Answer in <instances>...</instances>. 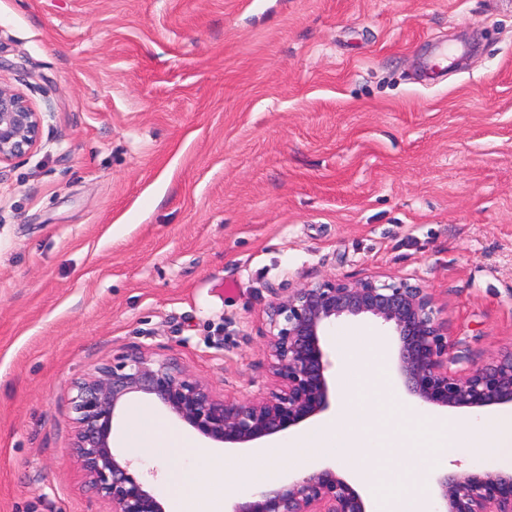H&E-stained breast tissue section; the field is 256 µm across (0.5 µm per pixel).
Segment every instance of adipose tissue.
<instances>
[{"label":"adipose tissue","instance_id":"adipose-tissue-1","mask_svg":"<svg viewBox=\"0 0 512 512\" xmlns=\"http://www.w3.org/2000/svg\"><path fill=\"white\" fill-rule=\"evenodd\" d=\"M129 445L139 455L160 454L172 450L199 458L200 466L182 470L168 485L175 512H188L191 502L202 495L207 484L234 475L237 480L246 481L250 487L278 482L280 476L275 468L266 465L268 449H256L249 465L240 467L227 464L225 457L210 455L197 448L182 433L173 431L163 421L134 415L130 425Z\"/></svg>","mask_w":512,"mask_h":512}]
</instances>
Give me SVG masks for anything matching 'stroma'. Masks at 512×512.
I'll use <instances>...</instances> for the list:
<instances>
[{
    "instance_id": "stroma-1",
    "label": "stroma",
    "mask_w": 512,
    "mask_h": 512,
    "mask_svg": "<svg viewBox=\"0 0 512 512\" xmlns=\"http://www.w3.org/2000/svg\"><path fill=\"white\" fill-rule=\"evenodd\" d=\"M0 81L44 112L0 166V512H109L71 455V385L176 358L218 397L272 389L269 313L330 276L432 295L449 368L512 349V0H0ZM381 338L402 433L418 405ZM115 418L125 454L134 410Z\"/></svg>"
}]
</instances>
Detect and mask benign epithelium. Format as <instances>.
Returning <instances> with one entry per match:
<instances>
[{
    "label": "benign epithelium",
    "mask_w": 512,
    "mask_h": 512,
    "mask_svg": "<svg viewBox=\"0 0 512 512\" xmlns=\"http://www.w3.org/2000/svg\"><path fill=\"white\" fill-rule=\"evenodd\" d=\"M43 113L24 94L0 84V165L30 154L42 140ZM371 314L399 336L398 373L422 405L485 408L512 405V351L459 376L448 368V336L430 293L405 280L356 282L329 277L288 293L272 307L270 349L275 388L254 399L216 397L176 360L120 355L74 382L72 454L109 512H165L161 491L133 461L114 453L113 421L145 396L202 436L246 444L278 434L330 408L324 337L343 316ZM442 512H512V473L480 469L438 477ZM232 512H368L362 495L333 468L252 490Z\"/></svg>",
    "instance_id": "obj_1"
}]
</instances>
